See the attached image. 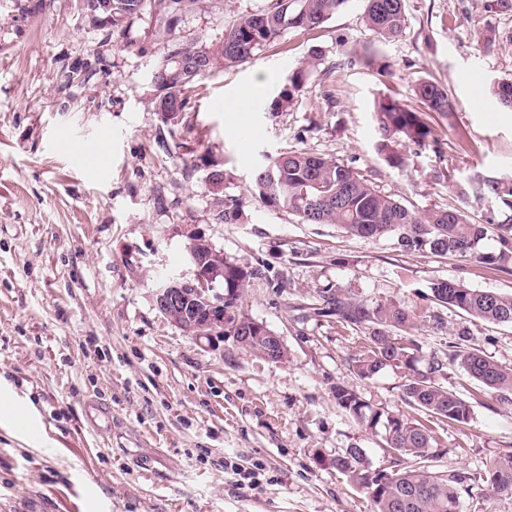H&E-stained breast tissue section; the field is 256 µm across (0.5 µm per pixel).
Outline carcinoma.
<instances>
[{
  "label": "carcinoma",
  "instance_id": "carcinoma-1",
  "mask_svg": "<svg viewBox=\"0 0 512 512\" xmlns=\"http://www.w3.org/2000/svg\"><path fill=\"white\" fill-rule=\"evenodd\" d=\"M200 0H112V33L123 34L129 24L145 14L160 16L163 34L171 33L182 15ZM349 0H271L255 13L245 14L225 29L217 43L204 41L175 42L155 69L154 107L163 110L177 106L188 109L199 82L207 73L241 65L262 48L271 45L286 31H311L336 13ZM361 20L379 41L390 42L406 30V0H362ZM485 14L512 11V0H479ZM478 43L490 49L496 45H512V31L503 32L491 25L478 30ZM325 52L312 46L300 66L289 76L288 89L278 104L294 102L311 75L324 63ZM489 92L507 109L512 110V77L495 79ZM416 104L410 106L385 95L374 103V114L380 139L375 150L389 165L402 167L405 158L398 150L402 141L419 146L429 142L432 128L428 117L437 114L451 117V94L435 78L421 77L413 86ZM464 155L448 147V169L434 175L452 183L459 205L446 209L432 208L423 212L378 191L367 176L333 157H321L304 150L283 152L260 166L254 175V188L259 200L268 207L281 208L295 215L302 224H335L346 235L369 238L394 236L400 249H427L440 257H454L487 265H505L512 261V174L494 175L470 169L455 178ZM222 207L225 223L238 219L237 204L224 199L222 192H212ZM488 204L486 213L476 219L468 212L470 200ZM494 236L499 244L495 254L485 253L480 243ZM260 275L224 261V294L239 302L248 280ZM323 304L335 312L340 322L353 325L365 333L369 348L353 358L352 369L366 379L387 367L406 370L403 393L417 410L451 422H465L471 406L456 392L435 382L434 374L444 369L432 360L426 369L418 367V345L410 338L417 327L416 312L404 303L390 299L370 307L338 288L321 294ZM433 301L453 307L467 315L491 323L512 324V295L469 288L461 283L438 279L432 283ZM448 361L458 364L471 379L512 403V368L488 359L479 350H453ZM336 405L369 428L382 427L388 446L399 455L419 460L429 456L435 439L423 424L403 413L380 411L363 400L358 393L342 384L333 388ZM338 473L362 488L374 505L373 512H459L461 491L466 477L459 473L441 475L417 462L388 477L385 486L377 488L370 479L372 469L363 449L344 450L333 462ZM512 470V457L487 466L486 483L495 492H512V483L500 480L504 469Z\"/></svg>",
  "mask_w": 512,
  "mask_h": 512
}]
</instances>
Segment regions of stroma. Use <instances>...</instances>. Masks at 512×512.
I'll return each instance as SVG.
<instances>
[{
	"mask_svg": "<svg viewBox=\"0 0 512 512\" xmlns=\"http://www.w3.org/2000/svg\"><path fill=\"white\" fill-rule=\"evenodd\" d=\"M269 2L201 0L166 38L148 18L113 35L88 21L81 0H0V382L32 423L28 432L0 424V512H371L332 461L354 445L390 474L397 458L383 430L337 407L339 383L431 430L429 466L467 478L460 512H512V494L483 481L488 463L512 455V405L447 361L456 345L512 367V325L431 300L437 279L511 294L512 272L302 224L252 191L266 158L301 149L361 169L419 210L455 202L433 178L447 166L435 145L406 146L402 168L375 151V99L413 104L427 73L454 101L452 119L433 122L437 143L462 138L468 166L512 171V111L486 89L512 75V46L483 52L475 38L486 23L512 31V13L482 15L476 0H407V29L380 45L349 0L320 28L287 31L250 61L209 74L178 123L165 122L150 79L169 40L219 41ZM314 45L323 65L293 104L276 106ZM245 92L248 111H224ZM247 129L256 135L244 151ZM101 138L104 169L83 167L75 143ZM213 164L224 196L240 202L235 223H224L205 187ZM194 236L261 270L240 310L283 338L286 361L229 342L202 347L158 310L163 278L194 275ZM322 288L414 309L422 359L445 362L436 381L470 403L469 420L415 412L400 370L354 375L351 358L367 339L314 313ZM95 397L112 408L108 444L85 421Z\"/></svg>",
	"mask_w": 512,
	"mask_h": 512,
	"instance_id": "obj_1",
	"label": "stroma"
}]
</instances>
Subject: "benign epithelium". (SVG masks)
I'll use <instances>...</instances> for the list:
<instances>
[{"label": "benign epithelium", "mask_w": 512, "mask_h": 512, "mask_svg": "<svg viewBox=\"0 0 512 512\" xmlns=\"http://www.w3.org/2000/svg\"><path fill=\"white\" fill-rule=\"evenodd\" d=\"M187 251L195 267L194 277L169 276L161 281L155 293L159 311L205 348H218L227 341L248 348L268 339L273 349H264L259 355L270 362H284L288 358L286 344L278 335L267 336L262 323L250 321V330L244 336L224 335V328L244 321L220 288L224 282V255L201 237L191 239Z\"/></svg>", "instance_id": "7a95c632"}]
</instances>
